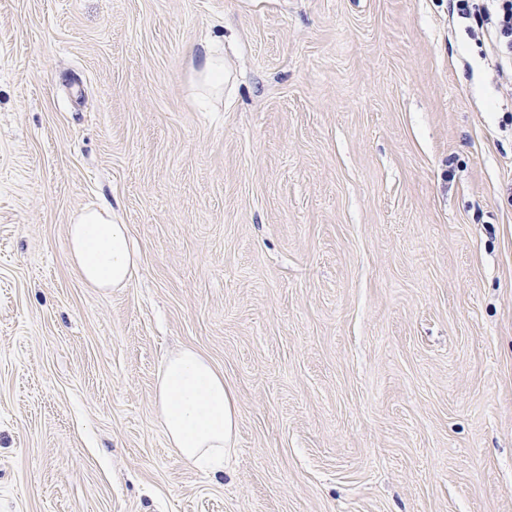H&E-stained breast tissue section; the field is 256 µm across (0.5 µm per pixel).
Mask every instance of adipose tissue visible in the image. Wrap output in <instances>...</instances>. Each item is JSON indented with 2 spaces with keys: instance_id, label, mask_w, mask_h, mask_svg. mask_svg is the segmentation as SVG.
<instances>
[{
  "instance_id": "adipose-tissue-1",
  "label": "adipose tissue",
  "mask_w": 512,
  "mask_h": 512,
  "mask_svg": "<svg viewBox=\"0 0 512 512\" xmlns=\"http://www.w3.org/2000/svg\"><path fill=\"white\" fill-rule=\"evenodd\" d=\"M68 244L74 268L91 287H125L136 271L138 254L128 229L113 223L109 206L82 211L68 226ZM155 406L178 457L196 468L223 472L236 429L223 373L199 352L183 349L159 373Z\"/></svg>"
}]
</instances>
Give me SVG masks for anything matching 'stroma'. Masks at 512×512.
I'll return each mask as SVG.
<instances>
[{"label": "stroma", "mask_w": 512, "mask_h": 512, "mask_svg": "<svg viewBox=\"0 0 512 512\" xmlns=\"http://www.w3.org/2000/svg\"><path fill=\"white\" fill-rule=\"evenodd\" d=\"M452 4L0 0V512H512V87ZM184 347L217 476L154 413ZM202 86L210 92L224 91V45L214 42L204 46L203 62L196 72ZM68 244L74 268L93 288H123L136 271L127 226L112 222L109 206L83 210L68 224ZM155 406L178 457L199 469L224 471L237 421L223 373L199 352L182 349L161 368Z\"/></svg>", "instance_id": "35a3bbf8"}]
</instances>
